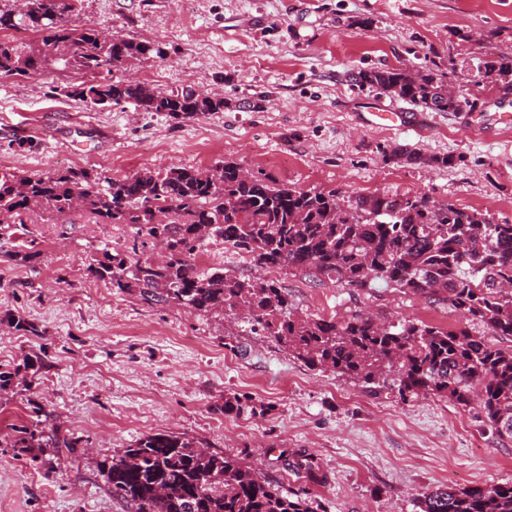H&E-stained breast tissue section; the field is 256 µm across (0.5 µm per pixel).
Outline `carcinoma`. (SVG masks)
Wrapping results in <instances>:
<instances>
[{"instance_id":"obj_1","label":"carcinoma","mask_w":512,"mask_h":512,"mask_svg":"<svg viewBox=\"0 0 512 512\" xmlns=\"http://www.w3.org/2000/svg\"><path fill=\"white\" fill-rule=\"evenodd\" d=\"M62 0H25L23 9H0V31L31 30L36 45L0 40V78H22L51 61L89 79L72 95L93 107L129 104L175 119L224 111V98L193 91H162L133 79H114L124 63L163 55L155 44L115 38L90 23L70 21ZM423 112H461L467 98L448 95L433 72L372 67L354 75ZM397 163L450 167L452 156H426L400 148ZM234 162L207 170L171 167L113 179L88 170L44 175H0V237L7 224H22L38 208L54 217L78 208L104 224H130L132 243L90 258L87 271L115 288H136L146 300L176 301L200 313L237 315L244 309L252 332L267 336L312 370H332L365 384L391 382L400 399L428 394L469 409L493 433L512 438V223H495L476 209L438 204L426 194L356 195L341 203L334 190L296 189L261 172L240 175ZM208 238L244 253L259 266L313 271L344 288L383 283L407 293H447L448 306L485 333L423 322L387 323L362 313L341 318L294 314L288 294L273 280L198 269L192 256ZM162 241L168 257H138V241ZM21 336L45 328L22 318L7 320ZM75 435L39 426L13 428L6 444L65 448ZM106 491L127 512H311L308 491L282 494L242 461L210 451L175 433L139 439L119 458L99 464ZM420 512H512V482L489 487H443L423 495Z\"/></svg>"}]
</instances>
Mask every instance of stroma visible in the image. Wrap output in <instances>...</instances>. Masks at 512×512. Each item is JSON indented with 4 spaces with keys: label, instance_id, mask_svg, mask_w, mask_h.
I'll use <instances>...</instances> for the list:
<instances>
[{
    "label": "stroma",
    "instance_id": "obj_1",
    "mask_svg": "<svg viewBox=\"0 0 512 512\" xmlns=\"http://www.w3.org/2000/svg\"><path fill=\"white\" fill-rule=\"evenodd\" d=\"M74 17L160 45L163 57L134 62L137 79L217 93L226 107L180 119L128 104L90 107L70 94L83 74L56 64L36 79L3 78L0 172L92 169L119 179L226 160L345 199L425 194L512 222V126L498 122L512 113V86L485 69L512 50V0H78ZM369 67L434 70L473 106L428 113L419 132L371 127L370 104L416 108L350 81ZM402 146L455 164L394 163L389 155ZM133 236L130 225L83 212L54 221L35 212L14 239H34L39 257L21 264L0 250V320L20 316L46 330H0V371H19L0 389V512H122L98 463L157 432L254 464L282 492L308 490L315 512H419L432 489L512 481V438L448 398L401 401L307 368L248 320L154 304L88 275L90 256ZM209 264L275 281L303 317L360 311L391 323L468 325L429 295L345 288L231 249ZM40 356L38 372L22 371ZM232 396L241 409L228 414ZM35 406L45 431L83 437L68 470L58 471L57 449L7 447L11 426L28 424ZM303 454L323 483L289 470Z\"/></svg>",
    "mask_w": 512,
    "mask_h": 512
}]
</instances>
